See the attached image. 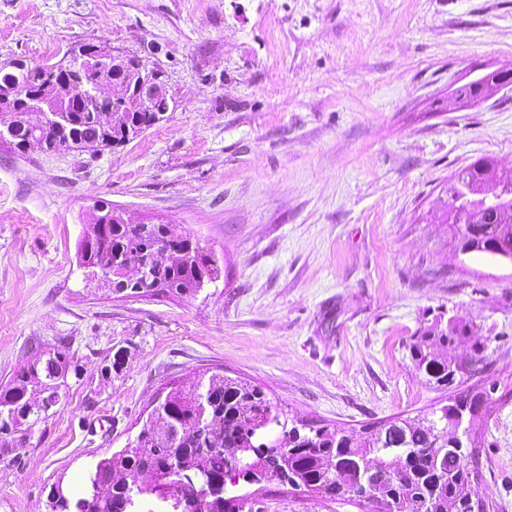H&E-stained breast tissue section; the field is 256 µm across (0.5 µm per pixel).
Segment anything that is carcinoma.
<instances>
[{
  "mask_svg": "<svg viewBox=\"0 0 512 512\" xmlns=\"http://www.w3.org/2000/svg\"><path fill=\"white\" fill-rule=\"evenodd\" d=\"M102 48L86 45L64 59L56 79L90 85L111 76L99 75L79 66L86 56H95ZM49 75L38 67L19 60L13 70L0 72V95L15 84L27 92L42 91ZM23 107L21 119L9 136V144L22 152L34 137L45 142L48 152L81 149L98 151L116 148L157 124L156 112L140 107L133 97L123 111L102 121L97 112H75L71 137L57 136L42 113ZM487 179L476 162L448 180V226L451 240L465 251L487 253L504 238L512 215L492 213L485 224H466L457 212L458 200L466 189H474ZM94 223L102 230L78 246L79 258L89 264L112 267L116 263L138 258L166 247L161 224H130L123 214L109 205H100ZM181 256L172 264L155 266L154 282L183 295H195L224 276V266L216 254L204 262L198 248L180 247ZM467 345L455 360L443 354L448 346ZM486 344L471 340L467 325L460 319L448 322L444 329L431 330L411 346L415 369L438 390L448 392L447 403L418 418H396L370 426L371 433L355 441L338 431L323 427L288 426L279 407L258 387L220 374L200 377L188 390L175 389L150 414V427L141 428L129 448L100 459L98 481L88 482L83 496H66L48 503V512H123L125 503L137 512L139 497L153 494V489H125L116 485L114 473L129 469H153L161 478L160 486L186 503L193 491L177 483L171 467L180 470L204 469L222 480L213 508L224 512V500L246 494L248 483L237 478V471L251 474L259 481L289 484L327 500L353 499L359 484V465L367 457L379 454L390 473L368 490L370 499H391L399 512H472V479L478 470L471 466L478 454L476 429L488 417L486 402L477 390L467 385L486 359ZM79 365L66 346L36 356L16 375L12 384L0 392V452L26 439L22 429L28 414L26 391L41 386L59 394L68 380H80ZM467 420L469 447L455 445L453 428L460 419ZM216 421L218 428L208 433L206 446L199 445V425ZM287 428L281 447L284 455L272 457L262 450L266 436L281 427Z\"/></svg>",
  "mask_w": 512,
  "mask_h": 512,
  "instance_id": "cac0c4a2",
  "label": "carcinoma"
}]
</instances>
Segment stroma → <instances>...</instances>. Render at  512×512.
<instances>
[{"instance_id": "35a3bbf8", "label": "stroma", "mask_w": 512, "mask_h": 512, "mask_svg": "<svg viewBox=\"0 0 512 512\" xmlns=\"http://www.w3.org/2000/svg\"><path fill=\"white\" fill-rule=\"evenodd\" d=\"M86 44L139 56L175 104L113 150L0 144V388L57 345L82 370L0 464V512H46L203 374L348 434L424 415L443 393L410 347L454 318L488 341L475 493L512 512V266L455 253L444 208L452 175L512 162V90L454 98L512 68V0H0V65ZM101 201L199 239L223 280L112 294L78 259ZM249 510L368 512L274 482Z\"/></svg>"}]
</instances>
